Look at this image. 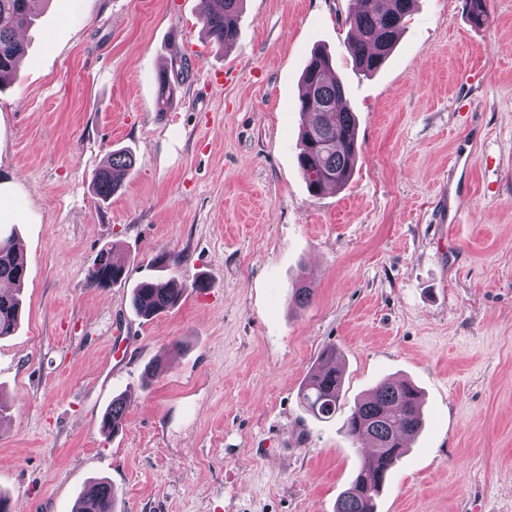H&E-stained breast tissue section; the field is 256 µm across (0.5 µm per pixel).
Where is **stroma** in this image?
<instances>
[{"label":"stroma","instance_id":"1","mask_svg":"<svg viewBox=\"0 0 512 512\" xmlns=\"http://www.w3.org/2000/svg\"><path fill=\"white\" fill-rule=\"evenodd\" d=\"M352 8L244 0L224 51L199 0H50L23 32L0 92V235L28 270L0 338L15 512H74L96 480L114 512H335L365 451L298 399L331 346L344 407L386 377L423 393L377 512H512V0H490L482 25L465 0H416L369 76ZM318 48L359 157L314 196L297 104ZM163 71L178 90L160 113ZM120 148L136 163L104 202L91 176ZM446 207L462 223H440ZM107 247L126 280L103 288L90 270ZM159 277L181 298L143 319L133 288ZM118 395L113 437L100 419Z\"/></svg>","mask_w":512,"mask_h":512}]
</instances>
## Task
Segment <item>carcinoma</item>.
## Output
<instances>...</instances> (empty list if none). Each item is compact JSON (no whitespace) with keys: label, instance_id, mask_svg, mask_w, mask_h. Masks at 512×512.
Returning a JSON list of instances; mask_svg holds the SVG:
<instances>
[{"label":"carcinoma","instance_id":"obj_1","mask_svg":"<svg viewBox=\"0 0 512 512\" xmlns=\"http://www.w3.org/2000/svg\"><path fill=\"white\" fill-rule=\"evenodd\" d=\"M48 0H0V89L15 77L25 46L18 31L34 24L37 10ZM349 13L351 51L356 66L366 73L377 71L396 44L404 18L414 0H358ZM243 0H208L201 16L203 29L211 42L221 49L234 45L238 37ZM472 21L478 25L490 20L488 0H466ZM176 87L167 73L157 79L156 108L166 111L173 103ZM344 85L328 55L312 56L302 75L299 112L306 116L301 131L300 170L309 191L320 195L329 187H339L350 178L358 156L356 121L353 113L339 106ZM135 165L132 153L112 152L110 163L94 172L91 182L98 198H112L125 173ZM125 264L111 248L98 253L90 275L101 287L108 288L125 278ZM26 267L13 238L0 239V282H9L14 290L0 293V337L13 334L18 325L19 292ZM180 291L170 282H146L133 290L131 304L145 319L173 308ZM336 348L325 350L308 373L299 392L305 411L322 421L333 419L341 410L343 373H327L323 364L338 359ZM423 425L418 389L404 380H380L363 398L357 400L344 418L342 430L353 441L372 443L373 452L364 459L349 487L340 495L336 512H376L392 468L404 455L408 444L403 438L417 435ZM115 491L108 482L90 485L78 501L75 512H113Z\"/></svg>","mask_w":512,"mask_h":512}]
</instances>
